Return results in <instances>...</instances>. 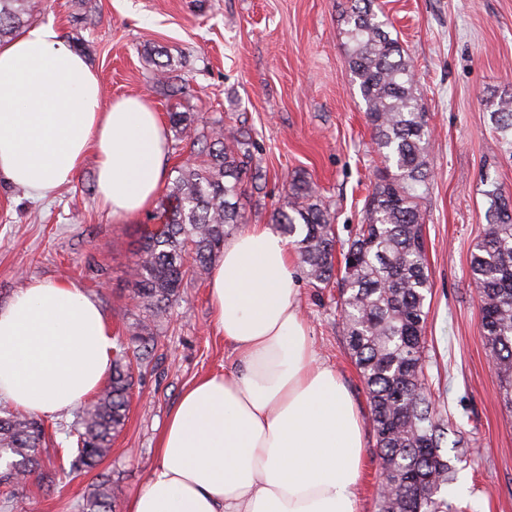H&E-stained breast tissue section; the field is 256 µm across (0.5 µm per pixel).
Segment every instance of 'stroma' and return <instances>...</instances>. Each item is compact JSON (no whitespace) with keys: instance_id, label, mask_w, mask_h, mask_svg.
Returning a JSON list of instances; mask_svg holds the SVG:
<instances>
[{"instance_id":"35a3bbf8","label":"stroma","mask_w":512,"mask_h":512,"mask_svg":"<svg viewBox=\"0 0 512 512\" xmlns=\"http://www.w3.org/2000/svg\"><path fill=\"white\" fill-rule=\"evenodd\" d=\"M392 37L415 73L431 130V188L423 203L431 293L425 374L436 406L453 414L470 441L448 497L467 512H512V415L482 337L470 254L486 224L488 182L512 191V145L484 101L512 88V0H380ZM31 20L53 23L96 70L104 102L146 96L160 114L173 101L203 125L244 119L255 141L261 188L241 199L250 223L266 224L286 201L288 182L305 177L334 215L338 238L363 223V204L383 166L365 102L348 69L338 16L344 0H28ZM167 51L183 92L158 83L147 49ZM149 214L115 224L95 193V159L54 198L33 201L0 184V305L29 280H65L103 308L112 335L132 355L128 420L91 472L51 486H0V512H79L102 478L115 512L156 465L166 418L203 376L233 369L236 358L212 323L208 278L188 273L162 318L146 359L127 328L138 310L131 269ZM297 302L320 361L348 389L364 426L359 512H377L379 466L369 402L343 335L336 288L300 278Z\"/></svg>"}]
</instances>
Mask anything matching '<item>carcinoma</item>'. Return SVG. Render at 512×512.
<instances>
[{
  "label": "carcinoma",
  "instance_id": "cac0c4a2",
  "mask_svg": "<svg viewBox=\"0 0 512 512\" xmlns=\"http://www.w3.org/2000/svg\"><path fill=\"white\" fill-rule=\"evenodd\" d=\"M378 0H346L340 14L349 46V69L366 105V119L383 156L384 170L366 201L364 223L342 244L336 266L331 214L310 183L290 182L286 204L271 215L276 231L298 252L315 288L336 283L343 333L368 394L377 458L386 481L378 512H461L444 496L455 479L467 441L451 418L437 411L426 386L425 304L430 292L421 202L430 190L426 114L414 91L410 59L385 31ZM29 22L24 0H0V42ZM485 106L501 133L512 134V90L493 92ZM175 132L193 163L174 167L152 225H145L132 271L138 318L129 340L148 354L158 319L178 298L189 269L205 272L224 239L247 223L238 200L259 188L255 142L243 127L218 119L200 130L189 112H170ZM487 225L474 245L471 277L481 301L483 338L499 381V398L512 412V195L492 183L484 190ZM132 372L126 352L112 358L106 385L72 425L76 448L69 472L93 470L111 451L128 416ZM42 420L0 408V484L23 487L30 480L52 485L42 466L46 450ZM455 455L447 457L446 449ZM82 512H113L110 481L103 480Z\"/></svg>",
  "mask_w": 512,
  "mask_h": 512
}]
</instances>
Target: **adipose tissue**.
<instances>
[{
    "instance_id": "adipose-tissue-1",
    "label": "adipose tissue",
    "mask_w": 512,
    "mask_h": 512,
    "mask_svg": "<svg viewBox=\"0 0 512 512\" xmlns=\"http://www.w3.org/2000/svg\"><path fill=\"white\" fill-rule=\"evenodd\" d=\"M166 127L141 96L104 103L99 78L52 24L0 45V181L46 200L87 154L113 223L148 211ZM288 242L263 224L225 240L209 301L235 367L197 379L167 417L129 512H358L364 427L300 316ZM115 347L75 284L32 280L0 306V400L54 416L104 383Z\"/></svg>"
}]
</instances>
